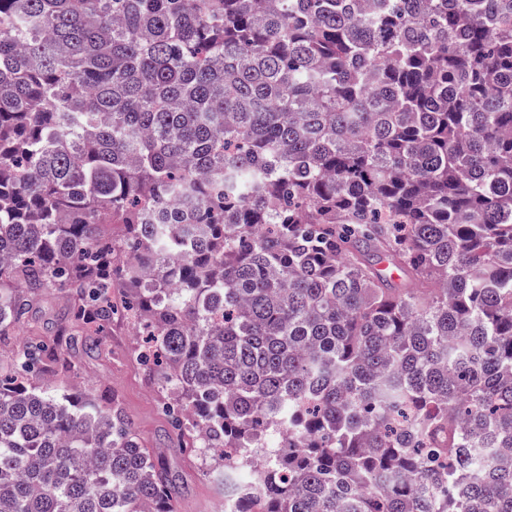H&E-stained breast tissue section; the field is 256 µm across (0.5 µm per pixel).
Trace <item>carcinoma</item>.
<instances>
[{
	"label": "carcinoma",
	"instance_id": "carcinoma-1",
	"mask_svg": "<svg viewBox=\"0 0 512 512\" xmlns=\"http://www.w3.org/2000/svg\"><path fill=\"white\" fill-rule=\"evenodd\" d=\"M362 2L0 0V337L70 297L0 512H175L115 400L23 383L114 288L257 512H512V0Z\"/></svg>",
	"mask_w": 512,
	"mask_h": 512
}]
</instances>
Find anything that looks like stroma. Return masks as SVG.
<instances>
[{"instance_id": "stroma-1", "label": "stroma", "mask_w": 512, "mask_h": 512, "mask_svg": "<svg viewBox=\"0 0 512 512\" xmlns=\"http://www.w3.org/2000/svg\"><path fill=\"white\" fill-rule=\"evenodd\" d=\"M67 305V293L57 290L35 305L13 335L0 338V367L10 368L18 351L36 338L55 336ZM130 328L113 323L101 335L90 336L70 371L57 378L78 398L114 393L133 420L145 448L171 473L179 489L177 512H217L224 502V472L189 456L162 411V397L133 358Z\"/></svg>"}]
</instances>
